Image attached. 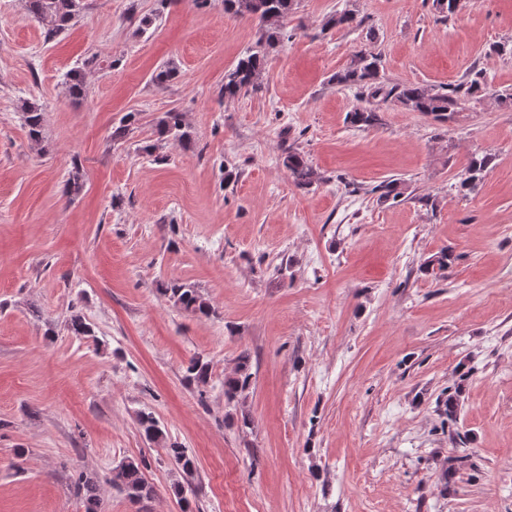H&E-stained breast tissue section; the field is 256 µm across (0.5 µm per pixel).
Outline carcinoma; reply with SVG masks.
I'll return each instance as SVG.
<instances>
[{
	"instance_id": "1",
	"label": "carcinoma",
	"mask_w": 512,
	"mask_h": 512,
	"mask_svg": "<svg viewBox=\"0 0 512 512\" xmlns=\"http://www.w3.org/2000/svg\"><path fill=\"white\" fill-rule=\"evenodd\" d=\"M296 0H224V12L235 16H247L258 20L264 25L260 38L255 46L240 57L236 64L224 73V97L235 98L247 95L258 87L259 80L267 63L268 50L281 38V22L293 12ZM27 9L45 29V38L53 40L65 33L73 21L85 8L84 0H26ZM381 57L368 50L358 51L350 62L332 76L338 85L368 90L373 94L384 92V97L392 100L407 112H418L433 121L446 124L455 119L463 111V103L480 99L487 91L485 74L474 70L468 79L458 84L440 86L412 83L384 87L381 82ZM66 88L68 95L78 100L86 95V84L82 74L71 72L67 75ZM23 125L28 138L39 143L43 140L44 112L33 103L22 106ZM348 122L357 128H370L379 124L378 111L369 107H356L347 114ZM158 131L183 144L191 142V134L187 129L183 113L171 110L165 113L158 124ZM492 157L488 154L469 156L466 166L459 173L458 191L468 195L475 192L489 168ZM293 183L307 188L321 180L318 172L301 153L291 150L283 159ZM379 193L378 200H397L404 191L396 179L383 182L372 189ZM450 256L443 251L439 255L427 259L422 264V271L427 274L443 272L448 269ZM169 299L177 308L191 314L205 315L209 304L200 292L186 284H173L166 289ZM250 354L241 352L237 357L234 373L224 379V398L231 404L237 401L250 388L252 373ZM192 379L206 381L210 373V363L200 358L192 361L187 368ZM460 405V388L448 392L443 401L444 413L448 421L457 418ZM138 423L146 438L155 442L163 438L158 420L150 412L138 415ZM167 454L174 461L183 477H193L197 471V461L187 449L177 443L167 448ZM144 461L127 460L112 471L110 482L112 487L131 501L139 503L152 498L154 490L145 479ZM73 489L82 500L84 512H102V499L99 496L98 482L95 477L84 472L77 474L73 481Z\"/></svg>"
}]
</instances>
